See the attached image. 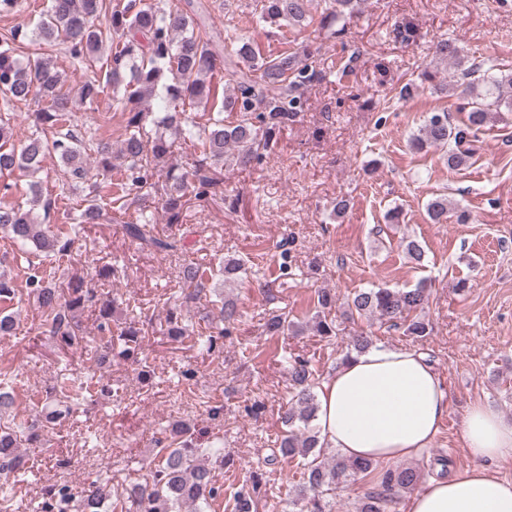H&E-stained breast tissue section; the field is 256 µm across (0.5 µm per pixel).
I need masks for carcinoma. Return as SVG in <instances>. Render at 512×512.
Wrapping results in <instances>:
<instances>
[{
    "instance_id": "obj_1",
    "label": "carcinoma",
    "mask_w": 512,
    "mask_h": 512,
    "mask_svg": "<svg viewBox=\"0 0 512 512\" xmlns=\"http://www.w3.org/2000/svg\"><path fill=\"white\" fill-rule=\"evenodd\" d=\"M309 0H257V22L281 28L304 27L311 23ZM358 0H332L330 11L321 24L331 28L345 13H354ZM119 38L104 74L91 71L84 81L64 88L61 74L50 60L41 55L25 59L17 57L18 45L25 41H41L63 45L77 64L93 66L100 60L103 42L109 35ZM230 65L239 76L233 93L218 95L210 78L222 59L212 35L201 30L200 23L190 13L176 5L148 6L143 0H127L111 4L107 0H51L34 29H12L0 36V105L6 114L0 115V174L15 170L31 175L42 168L45 156L56 155L67 178L81 182L89 174L90 159L99 168L112 171V181L98 185L99 197L114 204L107 209L89 200L76 224L111 223L112 216H121L128 209L127 199L145 200L153 190H162L163 207L169 214V224L180 222L187 198L204 201L210 190L224 180V172L245 168L269 155L277 134L298 114L299 97L295 90L317 75L308 56L297 52L279 51L266 56L250 42H242L234 50ZM435 55L452 64L459 72V96L466 99L461 107L465 120L450 122L448 113L431 112L425 123L412 135L410 146L416 151L426 147L444 148L448 153V168L463 169L473 155L472 139L487 124L492 113L506 108L512 112V95L507 96L503 86L512 89V74L501 78L479 75L481 64H468V57L454 44L439 41ZM112 84V93L126 84L118 109L127 113L123 139L118 151L95 139L87 132L65 127L68 112L73 107L93 102L104 91V83ZM164 87L174 101L193 108L211 107L218 117L206 123L182 125L183 113L153 112L142 107L145 99L156 95ZM31 99L46 100L48 105L34 112V121L41 129L54 130L52 138L40 135L30 137L20 148L10 145V114L15 106ZM172 130L183 138L198 143L202 158L189 166L171 165L166 172L158 169L160 160L171 153L163 132ZM30 207L24 210L0 200V232L18 246L27 259L26 288L38 308L45 315V325L56 338L60 349L88 350L75 313L91 309L99 321L101 333L109 334L100 347L94 349L99 363L109 358L137 359L143 354L144 339L141 329L128 324L113 331L114 301L103 298L85 284V278L73 273L66 286L57 284L53 276L42 271L32 261L42 253L58 258L68 255L72 240L61 233H52L49 227L32 217L40 208L49 218L52 199L43 195L39 183L30 184ZM427 215L431 223L448 222V213L454 212L456 221L469 219L467 211L448 208V198L439 195L428 202ZM128 237L141 249L156 253L185 249L184 239L176 234H161L148 209L141 208L138 219L124 223ZM246 273L243 261L224 259L220 276L225 284L241 280ZM209 277L206 271L191 261L184 266L183 284L188 289L186 299L195 300L206 292ZM428 301L426 288L413 289L366 288L347 296L348 311L358 316H370L389 329H402L409 336L430 334L428 322L420 315ZM333 297L326 291L317 293L315 325L317 335L329 338L335 335L333 320L326 311L332 308ZM237 308L233 299L221 298L216 318L226 327L212 334H200L193 345L206 355L221 352L224 338L231 335ZM295 327L285 313L273 314L265 322L269 336H278ZM168 336L178 341L189 335L181 315L170 311ZM292 381L289 406L282 416L288 434L280 442L283 458L302 457L307 460V482L297 493L300 512H326L324 495L332 490L342 476L368 474L373 462L368 459L351 460L334 454L322 457L318 430L312 427L318 410L313 388L316 370L312 361L300 356L287 360ZM107 391L106 386L93 379H67L60 383L59 393L65 398H84L95 391ZM45 424L35 419L24 429L14 430L0 426V474L16 471L23 464L20 448L25 444H42ZM157 463L146 470L143 482L127 490L126 512H183V506H195L194 512H203L202 506L217 500L222 487L216 485L211 468L198 460V448L189 428L158 449ZM423 479L419 466L397 467L389 470L381 488L371 491L359 501L353 512H391L396 495L412 491ZM259 482L240 489L233 496V512H257ZM107 497L105 488L97 485L84 491L77 512H101ZM49 512H69L70 496L60 489L50 495Z\"/></svg>"
}]
</instances>
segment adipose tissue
Listing matches in <instances>:
<instances>
[{
    "instance_id": "ef3b65f1",
    "label": "adipose tissue",
    "mask_w": 512,
    "mask_h": 512,
    "mask_svg": "<svg viewBox=\"0 0 512 512\" xmlns=\"http://www.w3.org/2000/svg\"><path fill=\"white\" fill-rule=\"evenodd\" d=\"M449 388L416 349H372L351 355L323 379L317 426L324 446L348 459L405 461L429 447L448 414ZM463 442L472 465L419 485L405 512H512V481L490 474L484 460L512 454V422L471 404Z\"/></svg>"
}]
</instances>
